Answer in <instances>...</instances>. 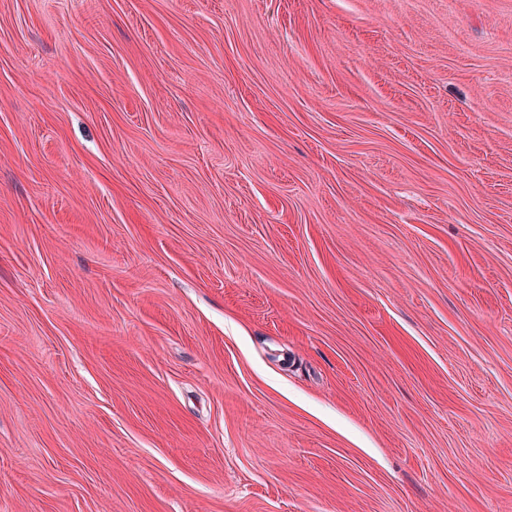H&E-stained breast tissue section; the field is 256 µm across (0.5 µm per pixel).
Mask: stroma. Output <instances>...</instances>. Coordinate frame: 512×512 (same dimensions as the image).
Returning a JSON list of instances; mask_svg holds the SVG:
<instances>
[{
  "instance_id": "1",
  "label": "stroma",
  "mask_w": 512,
  "mask_h": 512,
  "mask_svg": "<svg viewBox=\"0 0 512 512\" xmlns=\"http://www.w3.org/2000/svg\"><path fill=\"white\" fill-rule=\"evenodd\" d=\"M0 512H512V0H0Z\"/></svg>"
}]
</instances>
